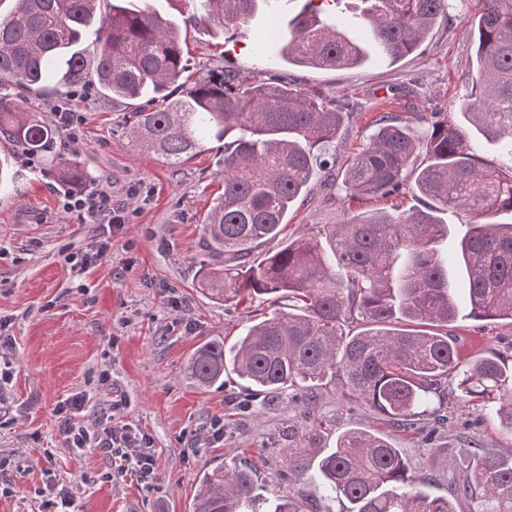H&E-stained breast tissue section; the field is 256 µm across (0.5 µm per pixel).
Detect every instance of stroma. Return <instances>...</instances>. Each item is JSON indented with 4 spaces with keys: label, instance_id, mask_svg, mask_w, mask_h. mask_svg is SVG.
Segmentation results:
<instances>
[{
    "label": "stroma",
    "instance_id": "35a3bbf8",
    "mask_svg": "<svg viewBox=\"0 0 512 512\" xmlns=\"http://www.w3.org/2000/svg\"><path fill=\"white\" fill-rule=\"evenodd\" d=\"M148 2L186 29L189 78L224 74L241 85L294 82L345 102L351 115L334 149L341 163L368 141L377 113L438 112L461 121L471 93L467 77L477 69L475 36L465 21L471 0H450L447 17L411 55L394 63L374 56L353 70L286 64L277 59V42L267 55L256 54L253 46L268 25L263 13L241 36L228 38L222 20L193 19L184 0ZM27 101L50 123L58 106L80 117L77 144L60 140L55 149L85 163L82 188L111 185L112 205L123 209L125 226L105 257L74 272L73 261L85 253L93 228L60 211L71 182L45 176L39 160L0 137V160L17 172L16 180L0 186V319L10 336L0 347V365L11 373L0 387V457L7 461L0 471V485L7 488L0 512H40L57 483L71 488L77 512H191L203 472L241 457L262 482L274 484L285 454L282 432L288 423L302 422L309 407L327 423L314 443L318 452L333 448L344 430L376 431L400 448L413 472L431 476L433 495H447L484 453L512 454V435L495 416L455 399L443 423L429 420L421 430L405 431L347 403L338 390L317 391L307 406L297 389L253 395L232 374L225 384L198 388L184 373L192 351L207 341L233 342L263 306L258 300L227 307L197 286L202 270L220 263L205 248L202 228L224 189L223 144L212 143L171 167L131 146L122 126L127 107L111 97L47 87ZM415 204L409 194L350 202L317 178L305 201L289 211L285 233H310L317 225L340 223L348 212ZM451 331L463 362L492 350L512 366V323L465 320ZM104 371L110 384L98 382ZM90 388L97 395L78 422L94 427L113 390H120L127 400L121 419L153 442L155 482L110 479L104 454L80 455L66 447L58 406ZM218 417L224 421L220 439L210 429Z\"/></svg>",
    "mask_w": 512,
    "mask_h": 512
}]
</instances>
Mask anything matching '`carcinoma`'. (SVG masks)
I'll use <instances>...</instances> for the list:
<instances>
[{"label": "carcinoma", "mask_w": 512, "mask_h": 512, "mask_svg": "<svg viewBox=\"0 0 512 512\" xmlns=\"http://www.w3.org/2000/svg\"><path fill=\"white\" fill-rule=\"evenodd\" d=\"M130 0H15L0 15V135L27 155L44 159L46 174L84 176L77 163L52 153L55 128L36 110L19 107L23 92L49 83L70 89L93 83L123 114L130 142L179 166L204 142H224V193L203 223V240L224 267L206 270L202 291L229 306L261 298L272 310L250 322L231 344L204 343L184 372L206 389L233 373L253 391L282 392L301 383L338 384L351 403L396 421H412L430 399L448 400V375L460 399L495 412L512 435V369L493 352L460 367L457 338L448 327L461 318L512 323V224L491 217L512 212V0H472L478 74L476 93L462 113L498 144L499 163H487L467 132L444 117L424 138L405 118L383 112L369 142L342 169L345 198L414 193L421 208L357 213L323 224L313 235L288 237L262 260V243L278 239L311 180L335 176L322 150L341 135L337 101L298 84L239 87L223 76L184 77L185 37L150 7ZM273 0H192L224 21L244 25ZM359 25L373 50L392 61L413 53L448 0H355ZM290 64L321 69L360 65L370 49L350 36L316 0L281 35ZM470 217L454 261L462 296L449 284L448 260L437 250L448 225L437 212ZM362 329L343 332L347 321ZM316 425H288L281 483L310 469L325 500H345L344 512H512V456H487L456 482L452 497L425 491L382 435L347 429L336 447L317 458L310 443ZM269 487L256 469L224 463L199 481L192 512H248ZM316 510L313 503L282 500L277 512Z\"/></svg>", "instance_id": "obj_1"}]
</instances>
